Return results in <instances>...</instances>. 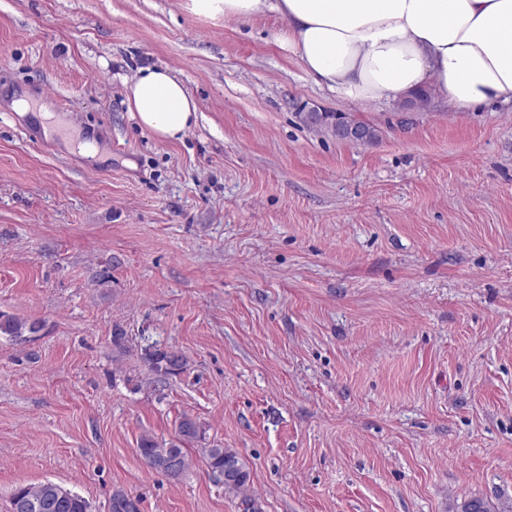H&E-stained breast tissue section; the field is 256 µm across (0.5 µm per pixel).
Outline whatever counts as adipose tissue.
<instances>
[{"label":"adipose tissue","instance_id":"adipose-tissue-1","mask_svg":"<svg viewBox=\"0 0 512 512\" xmlns=\"http://www.w3.org/2000/svg\"><path fill=\"white\" fill-rule=\"evenodd\" d=\"M193 12L286 21L278 40L317 84L351 102L408 100L432 88L460 112L512 102V0H191ZM140 127L180 139L198 106L169 68L126 85Z\"/></svg>","mask_w":512,"mask_h":512}]
</instances>
